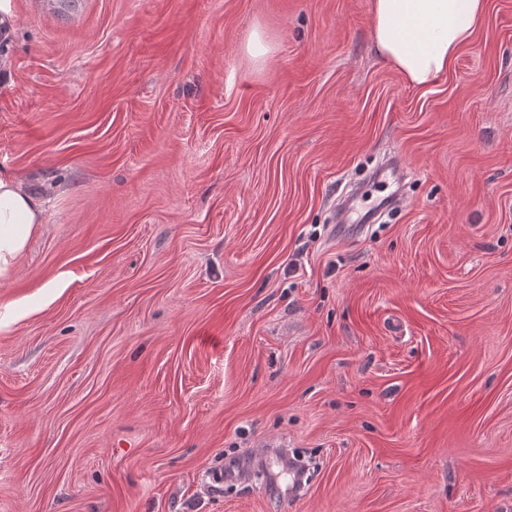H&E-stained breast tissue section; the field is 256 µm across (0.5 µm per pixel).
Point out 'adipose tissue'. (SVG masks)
Returning <instances> with one entry per match:
<instances>
[{
  "instance_id": "ef3b65f1",
  "label": "adipose tissue",
  "mask_w": 512,
  "mask_h": 512,
  "mask_svg": "<svg viewBox=\"0 0 512 512\" xmlns=\"http://www.w3.org/2000/svg\"><path fill=\"white\" fill-rule=\"evenodd\" d=\"M486 0H372L379 55L416 86L449 71L479 29ZM43 199L0 175V277L6 276L36 231Z\"/></svg>"
}]
</instances>
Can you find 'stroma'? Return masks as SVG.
Here are the masks:
<instances>
[{
	"instance_id": "obj_1",
	"label": "stroma",
	"mask_w": 512,
	"mask_h": 512,
	"mask_svg": "<svg viewBox=\"0 0 512 512\" xmlns=\"http://www.w3.org/2000/svg\"><path fill=\"white\" fill-rule=\"evenodd\" d=\"M10 6L0 512H512V0L422 87L370 0ZM44 200L13 176L0 175V277L9 272L41 224Z\"/></svg>"
}]
</instances>
